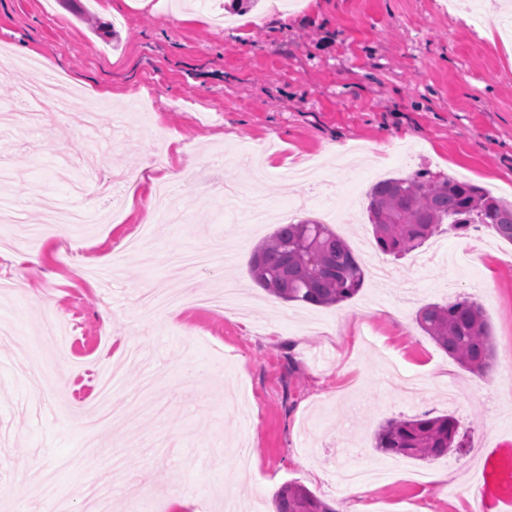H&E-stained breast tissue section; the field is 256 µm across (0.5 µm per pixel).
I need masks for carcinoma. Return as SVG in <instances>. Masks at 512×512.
<instances>
[{
    "instance_id": "1",
    "label": "carcinoma",
    "mask_w": 512,
    "mask_h": 512,
    "mask_svg": "<svg viewBox=\"0 0 512 512\" xmlns=\"http://www.w3.org/2000/svg\"><path fill=\"white\" fill-rule=\"evenodd\" d=\"M368 213L374 238L384 254L401 258L440 233L473 224L491 227L512 242V204L480 187L450 176L418 171L376 182ZM256 284L285 302L329 307L361 289L365 273L346 241L327 225L304 218L277 227L250 260ZM419 328L461 367L485 375L495 366L490 326L482 308L467 298L419 309ZM457 422L448 414L392 419L374 433L375 448L418 460L448 454L456 445ZM277 512H336L305 486L287 483L276 495Z\"/></svg>"
}]
</instances>
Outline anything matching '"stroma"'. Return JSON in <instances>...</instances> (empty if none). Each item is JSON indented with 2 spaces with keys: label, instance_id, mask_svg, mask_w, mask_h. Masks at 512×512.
I'll return each mask as SVG.
<instances>
[{
  "label": "stroma",
  "instance_id": "obj_1",
  "mask_svg": "<svg viewBox=\"0 0 512 512\" xmlns=\"http://www.w3.org/2000/svg\"><path fill=\"white\" fill-rule=\"evenodd\" d=\"M485 2L193 0L183 9L177 0H55L48 13L42 0H0L1 48L40 58L78 107L111 93L98 116L103 135L115 106H129L126 139L108 147L98 179L140 183L165 146L170 168L192 174L170 185L181 219L148 224L140 199L115 207L77 192L84 172L73 161L92 144L78 128L64 132L60 152L0 123V155L14 172L0 197L21 201L29 223L48 204L110 214L64 239L0 250V485L13 489L11 512H48L34 486L52 468L70 512H86L85 486L103 471L156 496L159 512L183 490L206 512H222L228 496L266 512L290 482L352 512L359 497L337 485L340 463L378 468L373 512H483L474 490L484 459L512 446V400L502 395L512 388V242L492 228L449 230L386 256L387 275L366 268L360 291L332 307L287 303L249 280L240 313L173 308L147 321L137 297L179 287L166 270L170 251L229 246L242 263L272 234L276 222L233 224L222 207L240 160L259 150L267 163L249 193L306 215L351 210L336 233L359 256L373 240L367 192L379 179L427 169L511 203L512 53L487 36ZM336 143L350 171L326 161ZM219 150L228 162L210 170ZM132 236L142 244L125 251L105 290L95 271ZM471 247L479 262L452 265ZM34 248L41 263L23 262ZM463 297L491 325L496 364L485 377L415 321L422 306ZM75 336L100 344L87 369L115 367L130 389L160 371L157 412L119 392L112 403L126 417L86 431L64 405L78 374ZM121 344L137 360L117 356ZM424 413L454 415L463 448L429 461L375 449L385 421Z\"/></svg>",
  "mask_w": 512,
  "mask_h": 512
}]
</instances>
